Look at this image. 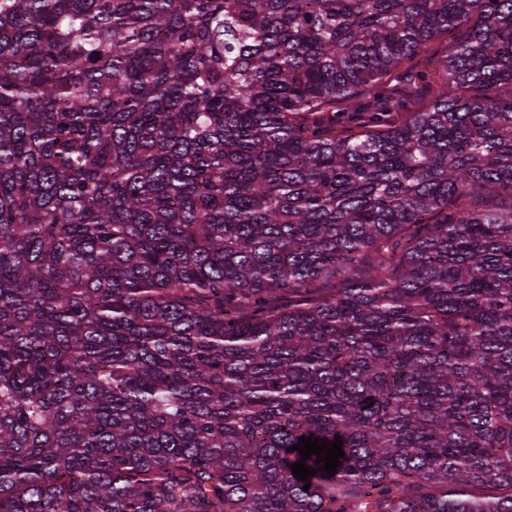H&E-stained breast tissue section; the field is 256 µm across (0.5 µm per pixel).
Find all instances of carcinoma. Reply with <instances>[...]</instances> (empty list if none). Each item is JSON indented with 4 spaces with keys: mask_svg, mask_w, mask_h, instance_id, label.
<instances>
[{
    "mask_svg": "<svg viewBox=\"0 0 512 512\" xmlns=\"http://www.w3.org/2000/svg\"><path fill=\"white\" fill-rule=\"evenodd\" d=\"M0 512H512V0H0Z\"/></svg>",
    "mask_w": 512,
    "mask_h": 512,
    "instance_id": "1",
    "label": "carcinoma"
}]
</instances>
